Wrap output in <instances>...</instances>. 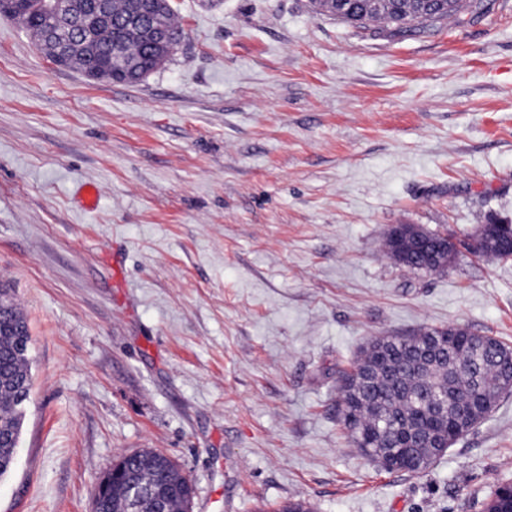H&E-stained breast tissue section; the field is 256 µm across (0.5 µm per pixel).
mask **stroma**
I'll return each instance as SVG.
<instances>
[{
    "instance_id": "obj_1",
    "label": "stroma",
    "mask_w": 512,
    "mask_h": 512,
    "mask_svg": "<svg viewBox=\"0 0 512 512\" xmlns=\"http://www.w3.org/2000/svg\"><path fill=\"white\" fill-rule=\"evenodd\" d=\"M174 2L185 37L133 85L0 19V285L33 372L0 512H93L145 448L191 512H484L512 482V396L414 474L350 444L336 384L377 336L512 346V257L384 254L396 224L512 222V0L397 35L309 0Z\"/></svg>"
}]
</instances>
